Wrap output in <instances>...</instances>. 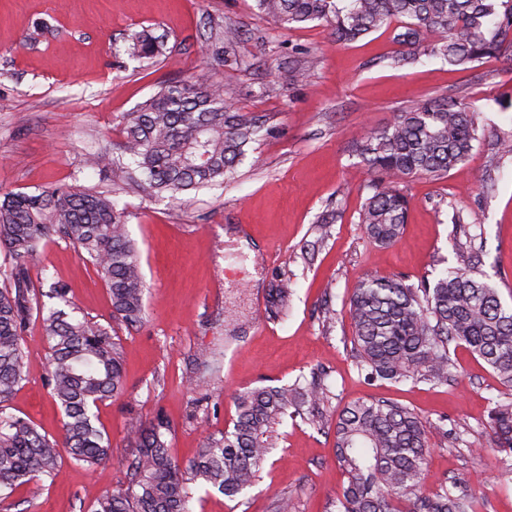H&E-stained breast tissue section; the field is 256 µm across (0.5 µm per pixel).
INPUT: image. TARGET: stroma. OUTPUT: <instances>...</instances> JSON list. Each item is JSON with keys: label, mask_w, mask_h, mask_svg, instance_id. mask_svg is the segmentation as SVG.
<instances>
[{"label": "stroma", "mask_w": 512, "mask_h": 512, "mask_svg": "<svg viewBox=\"0 0 512 512\" xmlns=\"http://www.w3.org/2000/svg\"><path fill=\"white\" fill-rule=\"evenodd\" d=\"M222 25L235 26L239 40L221 64L208 45ZM142 29L163 40L166 58H128L125 40ZM396 33L392 26L343 43L317 22L280 28L254 0H0V189L111 188V176L86 168V157L112 150L121 115L166 80L208 75L231 88L235 108L261 122L224 184L182 204L122 195L149 288L141 327L113 319L103 279L72 245L56 238L39 247L29 265L35 290L64 283L78 316L112 326L126 390L95 410L112 441L108 464L64 462L55 483L20 487L0 501V512H89L96 498L128 484L127 464L137 452L131 420L164 415L171 453L185 465L208 435L232 427L236 393L290 385L318 366L333 393L328 418L353 400L380 398L466 431L477 454L430 437L425 490L466 478L478 512H512V481L487 447L488 414L501 392L490 369L459 346L450 350L456 379L448 385L367 382L341 310L367 277L435 279L473 236L483 245V271L512 302V156L495 149L512 137V61L489 58L460 71L427 56L433 36L409 45ZM402 53L415 62L394 65ZM448 97L480 107V139L447 176L404 180L403 233L394 244H378L360 223L372 176L352 142L398 112ZM284 278L293 288L287 312L257 309L256 299H267ZM328 307L336 311L330 319ZM24 339L26 379L11 410L59 435L62 415L45 385L48 343L38 321ZM211 350L220 355L216 380L188 390L197 354ZM280 432L240 500L200 489L194 512H272L283 492L297 512H326L344 482L332 434L289 420Z\"/></svg>", "instance_id": "stroma-1"}]
</instances>
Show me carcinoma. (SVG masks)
<instances>
[{
    "instance_id": "obj_1",
    "label": "carcinoma",
    "mask_w": 512,
    "mask_h": 512,
    "mask_svg": "<svg viewBox=\"0 0 512 512\" xmlns=\"http://www.w3.org/2000/svg\"><path fill=\"white\" fill-rule=\"evenodd\" d=\"M259 12L292 29L319 22L336 40L354 41L394 22L397 39L413 45L423 33L438 40L430 53L466 71L486 58L512 56V0H255ZM239 37L232 27L216 30L211 54L224 59ZM127 53L142 60L163 55L150 32L129 37ZM479 109L463 100H430L399 112L383 129L355 140V151L374 174L373 193L360 222L376 243L396 242L408 218L399 188L411 175L444 176L462 164L479 140ZM259 125L237 112L223 89L204 74L168 82L122 116V143L114 154H91L89 163L112 173V184L141 197L185 202L199 188L222 184L256 141ZM80 251L100 273L113 315L134 328L144 319L146 285L116 191L59 184L38 194H0V248L11 258V288L0 291V499L34 479L55 481L63 457L87 466L112 458L111 440L95 425L93 408L124 390L119 343L111 327L65 311L69 288L57 283L35 293L29 263L53 237ZM478 255L456 252V265L434 282L408 283L381 277L353 289L348 312L360 371L395 384H448L453 377L449 345L481 359L505 388L487 423L490 449L502 454L501 475L512 478V304L491 277L478 269ZM288 306V282L273 290L270 307ZM40 322L50 348L47 384L63 413L61 436L41 433L9 411L25 381L24 333ZM327 373L314 368L304 382L263 386L235 396L232 429L211 435L195 458L180 465L171 455L169 422L156 417L130 422L137 454L126 488L101 495L90 512H190L193 488H213L234 501L253 484L276 447L286 417L318 426L329 397ZM448 447L466 446L448 418L424 419L409 407L361 400L336 414V463L347 478L336 512H475L469 480L460 478L426 494L422 480L431 448L428 433Z\"/></svg>"
}]
</instances>
